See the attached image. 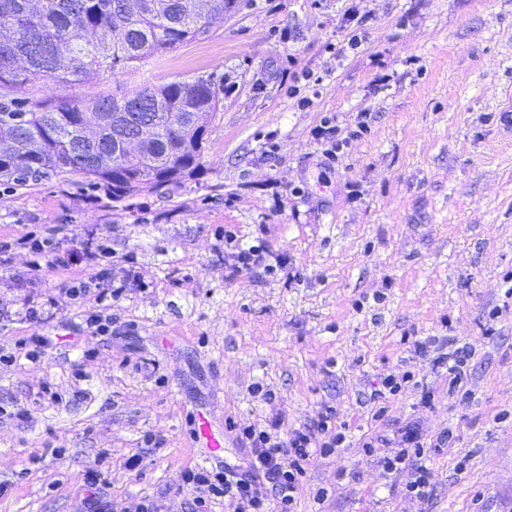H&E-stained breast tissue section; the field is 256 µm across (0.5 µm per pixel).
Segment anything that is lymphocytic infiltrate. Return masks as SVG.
Masks as SVG:
<instances>
[{"label": "lymphocytic infiltrate", "mask_w": 512, "mask_h": 512, "mask_svg": "<svg viewBox=\"0 0 512 512\" xmlns=\"http://www.w3.org/2000/svg\"><path fill=\"white\" fill-rule=\"evenodd\" d=\"M23 243L32 269L45 265L63 271L78 265L90 268L88 277L67 282L64 294L70 301L80 303L91 296L100 303L118 296V289L112 286V249L106 242H97L95 247L81 252L64 251L54 238L31 233ZM335 418V409L327 406L321 409L313 425L301 430L283 432L275 418L261 428L254 425L241 428L239 440L247 453L245 467L185 473L186 484L196 493L194 512H204L209 498L222 496L234 498L238 512H295L297 495L311 459L334 452L345 440L344 433L331 430ZM452 440L453 433L448 430L434 441H426L418 425L406 424L396 430V452L384 457L382 464L386 470L406 474L408 494L428 495L427 463Z\"/></svg>", "instance_id": "lymphocytic-infiltrate-1"}]
</instances>
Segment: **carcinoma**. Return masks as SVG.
<instances>
[{"instance_id":"cac0c4a2","label":"carcinoma","mask_w":512,"mask_h":512,"mask_svg":"<svg viewBox=\"0 0 512 512\" xmlns=\"http://www.w3.org/2000/svg\"><path fill=\"white\" fill-rule=\"evenodd\" d=\"M0 0V182L79 174L114 202L202 173L205 134L220 108L215 81L172 80L134 88L119 101L81 102L72 84L133 71L199 39L201 17L234 0ZM55 84L37 98L29 86ZM144 123L153 137L127 157L116 147Z\"/></svg>"}]
</instances>
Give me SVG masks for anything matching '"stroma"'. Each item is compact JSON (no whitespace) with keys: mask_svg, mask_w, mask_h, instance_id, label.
Segmentation results:
<instances>
[{"mask_svg":"<svg viewBox=\"0 0 512 512\" xmlns=\"http://www.w3.org/2000/svg\"><path fill=\"white\" fill-rule=\"evenodd\" d=\"M207 74L221 104L197 179L120 202L75 174L0 184V512H79L96 476L119 512H176L205 465L197 410L236 463V427L301 429L326 404L346 440L308 465L295 512H512V0H240L209 37L68 93ZM326 116L348 139L333 160ZM30 232L111 245L123 292L95 357L59 293L82 269L32 272ZM228 234L265 244L264 265L237 263ZM33 336L58 340L36 362ZM412 336L470 350L460 389ZM407 371L389 417L455 436L425 498L361 448L381 428L372 384Z\"/></svg>","mask_w":512,"mask_h":512,"instance_id":"obj_1","label":"stroma"}]
</instances>
